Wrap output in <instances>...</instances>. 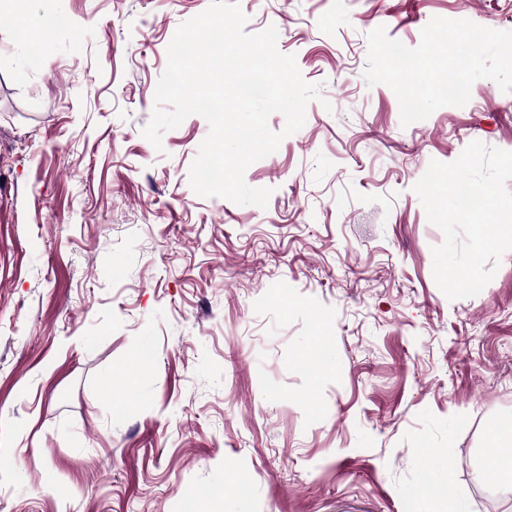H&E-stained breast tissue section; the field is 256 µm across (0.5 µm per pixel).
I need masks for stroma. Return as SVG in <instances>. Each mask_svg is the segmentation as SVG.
Returning a JSON list of instances; mask_svg holds the SVG:
<instances>
[{"label":"stroma","mask_w":512,"mask_h":512,"mask_svg":"<svg viewBox=\"0 0 512 512\" xmlns=\"http://www.w3.org/2000/svg\"><path fill=\"white\" fill-rule=\"evenodd\" d=\"M209 3L0 0V512H415L446 465L470 512H512L486 463L512 250L447 298L413 190L471 142L512 151V95L480 79L405 127L362 77L374 29L512 31V0H239L320 87L245 172L263 209L192 190L203 117L142 135Z\"/></svg>","instance_id":"obj_1"}]
</instances>
